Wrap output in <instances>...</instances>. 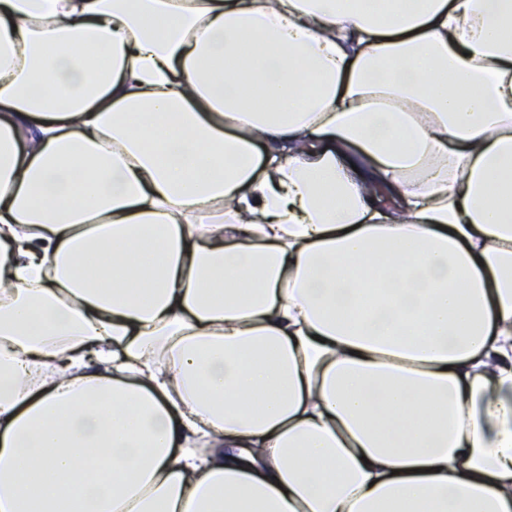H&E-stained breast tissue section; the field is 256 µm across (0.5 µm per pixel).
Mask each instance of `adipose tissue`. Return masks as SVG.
Instances as JSON below:
<instances>
[{"label": "adipose tissue", "instance_id": "1", "mask_svg": "<svg viewBox=\"0 0 512 512\" xmlns=\"http://www.w3.org/2000/svg\"><path fill=\"white\" fill-rule=\"evenodd\" d=\"M0 512H512V0H0Z\"/></svg>", "mask_w": 512, "mask_h": 512}]
</instances>
